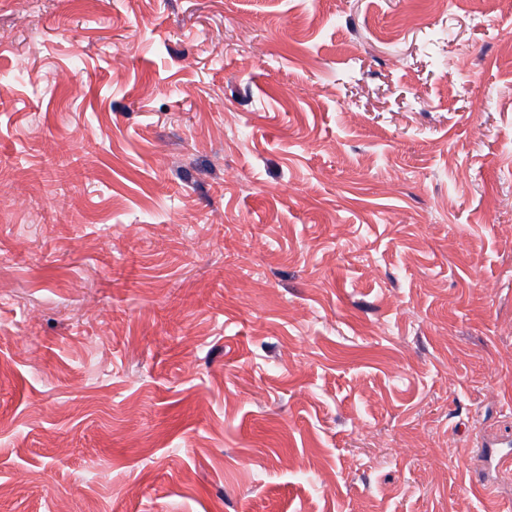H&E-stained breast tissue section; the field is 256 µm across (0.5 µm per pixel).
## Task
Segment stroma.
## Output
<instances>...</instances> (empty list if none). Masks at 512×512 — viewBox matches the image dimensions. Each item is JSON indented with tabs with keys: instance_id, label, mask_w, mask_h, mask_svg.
I'll use <instances>...</instances> for the list:
<instances>
[{
	"instance_id": "1",
	"label": "stroma",
	"mask_w": 512,
	"mask_h": 512,
	"mask_svg": "<svg viewBox=\"0 0 512 512\" xmlns=\"http://www.w3.org/2000/svg\"><path fill=\"white\" fill-rule=\"evenodd\" d=\"M480 432L512 0H0V512H512Z\"/></svg>"
}]
</instances>
